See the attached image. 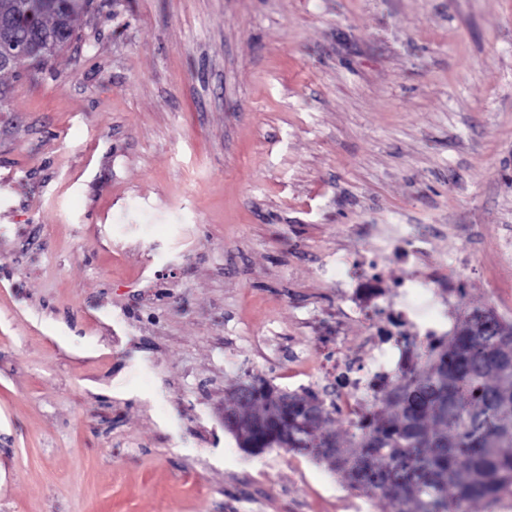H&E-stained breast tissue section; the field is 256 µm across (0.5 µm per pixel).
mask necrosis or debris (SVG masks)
Here are the masks:
<instances>
[{
    "label": "necrosis or debris",
    "instance_id": "obj_1",
    "mask_svg": "<svg viewBox=\"0 0 512 512\" xmlns=\"http://www.w3.org/2000/svg\"><path fill=\"white\" fill-rule=\"evenodd\" d=\"M378 257L393 255L405 264L416 263L423 255L426 239L415 238L406 224H379L373 228ZM347 256L336 253L322 265L328 282L345 291L349 315L381 309L382 320L370 325L363 338L365 359L344 361L347 383L336 393V405L353 416L368 413L375 399L374 385L395 380L404 367L407 353L402 338L421 343L437 341L448 332V311L443 297L457 291V282L447 274L431 278L407 277L393 288H385L380 278L353 279Z\"/></svg>",
    "mask_w": 512,
    "mask_h": 512
}]
</instances>
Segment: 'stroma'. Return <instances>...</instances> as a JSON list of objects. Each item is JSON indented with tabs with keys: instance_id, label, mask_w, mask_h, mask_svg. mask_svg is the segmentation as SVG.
Returning <instances> with one entry per match:
<instances>
[{
	"instance_id": "1",
	"label": "stroma",
	"mask_w": 512,
	"mask_h": 512,
	"mask_svg": "<svg viewBox=\"0 0 512 512\" xmlns=\"http://www.w3.org/2000/svg\"><path fill=\"white\" fill-rule=\"evenodd\" d=\"M373 224L512 319V0H93L0 75V512H390L224 428L335 385Z\"/></svg>"
}]
</instances>
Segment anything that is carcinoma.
<instances>
[{
	"instance_id": "obj_1",
	"label": "carcinoma",
	"mask_w": 512,
	"mask_h": 512,
	"mask_svg": "<svg viewBox=\"0 0 512 512\" xmlns=\"http://www.w3.org/2000/svg\"><path fill=\"white\" fill-rule=\"evenodd\" d=\"M89 0H27L31 30L0 15V30L66 48ZM224 406V427L242 448L306 452L393 512H469L512 495V321L490 308L466 312L448 338L430 343L397 379L379 387L388 415L353 423L349 444L327 428L331 412L306 391L288 393L251 376Z\"/></svg>"
}]
</instances>
